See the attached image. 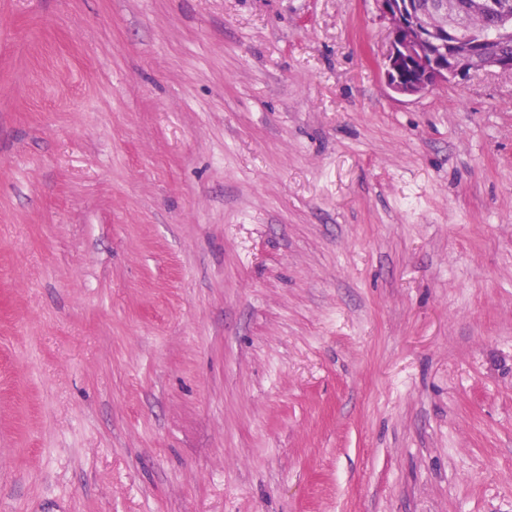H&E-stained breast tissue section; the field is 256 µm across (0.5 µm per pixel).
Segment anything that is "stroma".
<instances>
[{"label":"stroma","instance_id":"stroma-1","mask_svg":"<svg viewBox=\"0 0 512 512\" xmlns=\"http://www.w3.org/2000/svg\"><path fill=\"white\" fill-rule=\"evenodd\" d=\"M377 0H0V512H512V76ZM499 1L509 6L505 17L510 24L491 17L501 10L496 0H379L390 30L389 88L402 96H420L479 70L512 75V59L500 57L485 42L487 17L489 38L501 22L497 39H512V0Z\"/></svg>","mask_w":512,"mask_h":512}]
</instances>
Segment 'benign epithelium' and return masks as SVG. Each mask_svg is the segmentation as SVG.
Wrapping results in <instances>:
<instances>
[{
	"mask_svg": "<svg viewBox=\"0 0 512 512\" xmlns=\"http://www.w3.org/2000/svg\"><path fill=\"white\" fill-rule=\"evenodd\" d=\"M390 43L385 78L402 96H420L479 70L512 75V59L485 42V19L498 0H379Z\"/></svg>",
	"mask_w": 512,
	"mask_h": 512,
	"instance_id": "1",
	"label": "benign epithelium"
}]
</instances>
